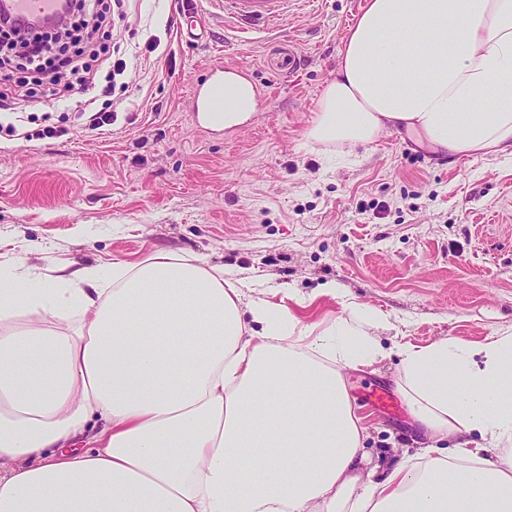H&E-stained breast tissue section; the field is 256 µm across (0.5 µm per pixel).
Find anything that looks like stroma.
<instances>
[{"instance_id": "obj_1", "label": "stroma", "mask_w": 512, "mask_h": 512, "mask_svg": "<svg viewBox=\"0 0 512 512\" xmlns=\"http://www.w3.org/2000/svg\"><path fill=\"white\" fill-rule=\"evenodd\" d=\"M365 2L296 0L280 29L244 43L211 0L193 6L195 42L174 26L171 0H126L114 124L89 130L74 102L39 98L20 109L52 136L0 133V265L108 270L167 250L223 267L307 323L381 311L377 362L343 376L370 463L397 464L424 442L396 395L398 347L512 335V161L448 156L404 132L341 153L309 139ZM214 63L263 92L231 134L196 128L190 112ZM326 283L335 296L321 294Z\"/></svg>"}]
</instances>
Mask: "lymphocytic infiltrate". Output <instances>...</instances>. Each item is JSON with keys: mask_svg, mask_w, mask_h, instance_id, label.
I'll list each match as a JSON object with an SVG mask.
<instances>
[{"mask_svg": "<svg viewBox=\"0 0 512 512\" xmlns=\"http://www.w3.org/2000/svg\"><path fill=\"white\" fill-rule=\"evenodd\" d=\"M69 13L70 21L50 37L13 29L10 47L33 74L26 96L67 99L79 94L76 108L96 130L116 120L114 112L97 105L96 72L108 63L117 74L124 67L123 60L112 57V0H71Z\"/></svg>", "mask_w": 512, "mask_h": 512, "instance_id": "lymphocytic-infiltrate-1", "label": "lymphocytic infiltrate"}]
</instances>
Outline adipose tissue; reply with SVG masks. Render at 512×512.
I'll use <instances>...</instances> for the list:
<instances>
[{
  "label": "adipose tissue",
  "instance_id": "ef3b65f1",
  "mask_svg": "<svg viewBox=\"0 0 512 512\" xmlns=\"http://www.w3.org/2000/svg\"><path fill=\"white\" fill-rule=\"evenodd\" d=\"M224 94L230 133L260 97L234 70ZM400 129L512 160V0H366L308 136ZM244 287L163 250L108 274L0 266V512H512V336L399 347L431 445L368 471L342 371L376 362L382 313L306 325ZM64 311L78 328L50 331Z\"/></svg>",
  "mask_w": 512,
  "mask_h": 512
}]
</instances>
